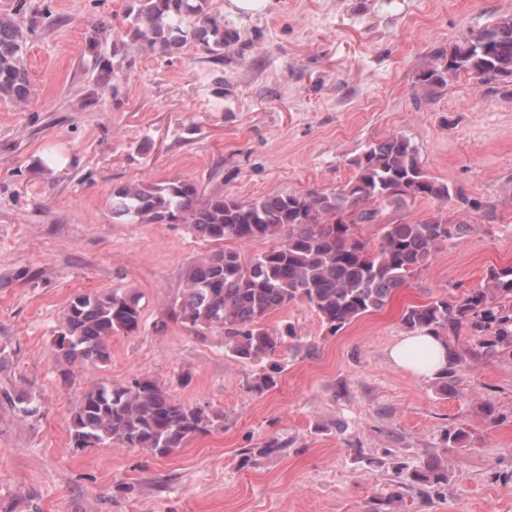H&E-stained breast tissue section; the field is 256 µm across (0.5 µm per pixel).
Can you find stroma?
<instances>
[{"label":"stroma","mask_w":512,"mask_h":512,"mask_svg":"<svg viewBox=\"0 0 512 512\" xmlns=\"http://www.w3.org/2000/svg\"><path fill=\"white\" fill-rule=\"evenodd\" d=\"M19 15L32 93L0 101V505L11 512H512V348L467 359L451 391L390 363L406 307L487 286L512 265V79L461 75L424 94L432 53L512 14V0H268L255 14L210 0L242 55L224 61L188 42L162 54L122 40L129 0H27ZM108 18L99 85L87 49ZM120 48H113V40ZM393 133L426 173L478 199L419 198L380 223L464 218L463 239L435 250L387 304L337 333L295 302L268 328L292 327L300 354L276 352V387L261 364L230 357L224 335L198 338L167 310L204 254L243 261L275 247L206 242L185 224H122L113 188L187 177L247 201L330 193L366 145ZM119 289L139 300L137 335L116 336L107 363L66 377L53 336L77 293ZM315 346L314 356L304 347ZM149 378L223 426L165 457L118 444L79 450L71 414L95 383ZM30 396L21 415L4 393ZM493 404L487 416L485 404ZM463 429L456 447L447 432ZM281 452L260 457L269 438ZM447 462L446 484L391 500L400 466Z\"/></svg>","instance_id":"obj_1"}]
</instances>
